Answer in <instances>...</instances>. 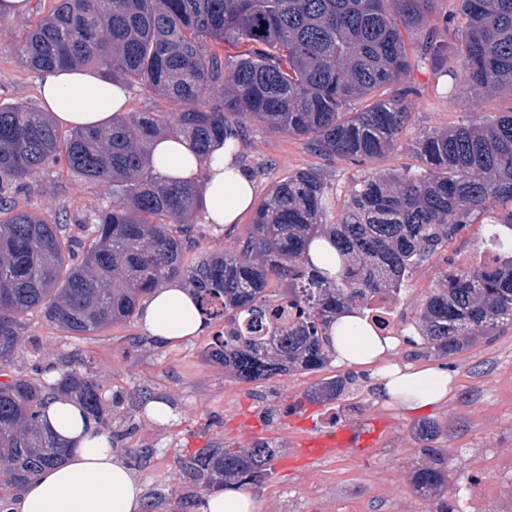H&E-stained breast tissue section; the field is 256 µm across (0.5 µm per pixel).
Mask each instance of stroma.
Returning a JSON list of instances; mask_svg holds the SVG:
<instances>
[{"instance_id": "35a3bbf8", "label": "stroma", "mask_w": 512, "mask_h": 512, "mask_svg": "<svg viewBox=\"0 0 512 512\" xmlns=\"http://www.w3.org/2000/svg\"><path fill=\"white\" fill-rule=\"evenodd\" d=\"M54 5L55 0H31L28 14L0 21V103L37 106L39 75L12 48ZM410 80L416 91L404 99L407 126L393 150L371 158L319 156L294 136L272 132L255 120L246 123L240 159L256 180L257 199H264L289 175L314 169L326 183V221L340 223L353 190L364 180L421 169L414 149L419 136L448 130L473 112L512 111L511 97L493 92L472 95L460 79L450 80L446 96L435 91L428 71L414 72ZM7 195L16 208L67 221L71 236L79 239L86 234L83 218L106 200L102 188L60 167L10 188ZM476 230V225H467L414 269L396 299L403 331L411 330L450 256L477 243ZM223 331V321L213 320L204 335L168 348L147 336L134 319L73 336L34 310L21 321V346L11 371L34 380L38 368L69 357L102 385L110 409L107 432L117 456L141 481L150 512H194L206 489L182 469V460L202 448L250 447L252 441L244 434L249 417L259 418L273 432L275 447L287 453L299 433V400L315 385L339 375L352 377L353 383L342 400L316 403L313 428L329 432L349 421L385 420L388 428L378 455H347L299 473L271 472L264 482L249 487L262 504L261 512H432L433 501L413 486V472L422 459L413 429L427 419L439 423L435 445L448 459L444 497H451L467 477L482 482L502 473V462L512 452V327L445 359L427 354L421 340L401 343L397 362L439 365L453 380L447 402L420 411L382 404L368 370L335 363L270 380H236L223 365L204 358L213 338ZM152 399L170 405L173 416L167 424H155L145 414L144 406Z\"/></svg>"}]
</instances>
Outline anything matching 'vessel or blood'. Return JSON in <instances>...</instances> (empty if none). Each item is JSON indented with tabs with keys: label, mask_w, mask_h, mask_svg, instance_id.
Here are the masks:
<instances>
[{
	"label": "vessel or blood",
	"mask_w": 512,
	"mask_h": 512,
	"mask_svg": "<svg viewBox=\"0 0 512 512\" xmlns=\"http://www.w3.org/2000/svg\"><path fill=\"white\" fill-rule=\"evenodd\" d=\"M384 437V427L379 421L368 423L348 422L333 432H313L299 436L288 454L278 459L275 470H303L311 464L357 455L364 458L376 456Z\"/></svg>",
	"instance_id": "b4317fda"
}]
</instances>
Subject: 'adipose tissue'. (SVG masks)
Listing matches in <instances>:
<instances>
[{
    "mask_svg": "<svg viewBox=\"0 0 512 512\" xmlns=\"http://www.w3.org/2000/svg\"><path fill=\"white\" fill-rule=\"evenodd\" d=\"M38 93L42 111L65 128H102L128 110L127 90L96 69L43 72ZM149 149L160 180L199 184L201 223L233 225L252 207L256 184L237 155L219 149L205 161L188 140L170 136L156 137ZM138 323L147 336L169 346L207 329L190 286L181 281L156 288L140 308ZM331 343L342 365H376L377 393L386 404L417 411L448 397L447 371L391 362L399 338L381 335L358 310L337 317ZM43 422L67 445L68 454L60 465L26 482L9 512H146L141 482L113 452L109 435L85 416L75 399H49Z\"/></svg>",
    "mask_w": 512,
    "mask_h": 512,
    "instance_id": "adipose-tissue-1",
    "label": "adipose tissue"
}]
</instances>
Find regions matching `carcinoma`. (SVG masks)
Wrapping results in <instances>:
<instances>
[{
  "label": "carcinoma",
  "instance_id": "obj_1",
  "mask_svg": "<svg viewBox=\"0 0 512 512\" xmlns=\"http://www.w3.org/2000/svg\"><path fill=\"white\" fill-rule=\"evenodd\" d=\"M434 0H57L13 51L29 68L94 64L114 81L180 101L183 109L127 112L104 128L68 134L25 103L0 105V189L68 171L109 189L85 220L88 241L63 225L0 197V490L25 484L61 462L67 447L40 424L38 384L5 372L20 345L19 319L38 309L71 335L131 318L140 298L170 279L195 291L204 315L237 330L219 336L205 358L238 380L271 379L325 367L334 358L331 325L345 309L396 297L406 277L473 219L497 207L503 224L484 237L492 261L452 268L431 290L413 323L428 353L446 358L478 336L512 324V112L480 116L416 141L419 172H390L352 193L345 218L323 223L325 186L314 170L274 185L234 253L206 250L191 264L184 249L204 231L186 223L200 187L154 176L148 148L157 136L183 137L206 156L222 139L234 151L246 122L303 141L325 157H372L395 147L408 112L383 91L416 70L462 72L474 92L512 97V0H458L448 38L428 26ZM419 42L413 54L405 38ZM237 49L224 57L209 49ZM217 91L220 97L211 98ZM370 101L349 112L353 100ZM328 237L339 256L331 271L309 256ZM288 281L284 298L298 314L269 321L271 278ZM50 382L105 427L102 386L63 361ZM352 384L337 376L307 394L338 401ZM440 425L415 429L427 462L413 486L437 496L448 461L431 446ZM277 454L260 439L250 448H202L182 468L218 490L261 482Z\"/></svg>",
  "mask_w": 512,
  "mask_h": 512
}]
</instances>
